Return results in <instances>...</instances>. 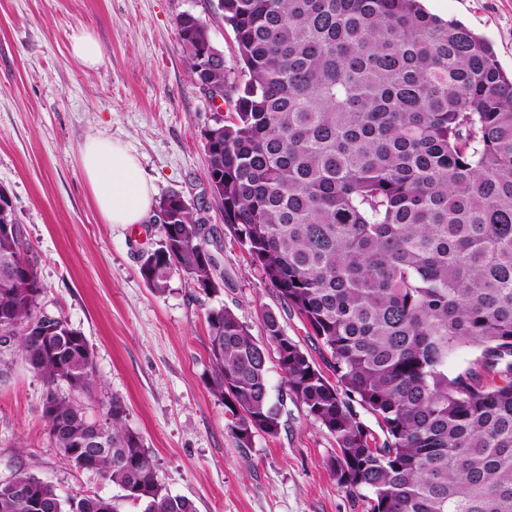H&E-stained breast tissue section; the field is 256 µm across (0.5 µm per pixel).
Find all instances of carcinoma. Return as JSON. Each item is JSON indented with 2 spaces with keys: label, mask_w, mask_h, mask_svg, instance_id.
<instances>
[{
  "label": "carcinoma",
  "mask_w": 512,
  "mask_h": 512,
  "mask_svg": "<svg viewBox=\"0 0 512 512\" xmlns=\"http://www.w3.org/2000/svg\"><path fill=\"white\" fill-rule=\"evenodd\" d=\"M238 68L191 11L176 20L195 85L232 109L204 132L224 229L247 248L284 310L321 345L327 377L272 310L265 336L224 306L206 314L210 393L247 448L281 427L284 398L335 439L339 487L371 512H512V75L491 44L419 0H218ZM0 379L20 359L43 381L51 447L144 504L196 512L165 492L143 436L113 398L103 418L92 347L61 317L35 335L46 289L0 189ZM140 275L162 293L186 277L218 294L221 235L172 193ZM285 380L270 399L268 347ZM475 367L448 376L461 347ZM487 375L502 384H480ZM375 419L377 439L363 415ZM103 436L96 439L93 427ZM0 512H117L96 495L61 496L25 472L0 484Z\"/></svg>",
  "instance_id": "obj_1"
}]
</instances>
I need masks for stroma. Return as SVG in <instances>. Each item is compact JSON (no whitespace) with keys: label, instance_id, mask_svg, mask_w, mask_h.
Segmentation results:
<instances>
[{"label":"stroma","instance_id":"1","mask_svg":"<svg viewBox=\"0 0 512 512\" xmlns=\"http://www.w3.org/2000/svg\"><path fill=\"white\" fill-rule=\"evenodd\" d=\"M425 9L487 38L512 72V0H422ZM195 12L236 69V42L217 0H0V188L19 218L29 257L47 290V308L65 316L93 348L102 388L90 412L119 398L126 424L143 435L169 493L197 512H370L368 499L340 488L327 467L334 438L299 403L286 401L277 435L241 448L228 435L224 405L206 385L208 308L223 306L262 336V315L279 313L314 362L319 345L300 316L283 311L272 284L231 234H224L220 294H200L173 276L164 293L139 274L157 225L105 223L81 164L80 148L99 134L137 155L155 198L177 193L206 203L203 133L219 112L192 83L176 19ZM103 46L98 68L70 52L73 32ZM44 387L26 364L0 382V480L15 472L53 482L64 496L112 499L119 512L139 503L101 475L62 463L42 414Z\"/></svg>","mask_w":512,"mask_h":512}]
</instances>
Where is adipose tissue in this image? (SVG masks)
Segmentation results:
<instances>
[{"mask_svg": "<svg viewBox=\"0 0 512 512\" xmlns=\"http://www.w3.org/2000/svg\"><path fill=\"white\" fill-rule=\"evenodd\" d=\"M80 162L96 207L106 223L139 224L153 207V188L135 154L120 141L88 136Z\"/></svg>", "mask_w": 512, "mask_h": 512, "instance_id": "adipose-tissue-1", "label": "adipose tissue"}]
</instances>
